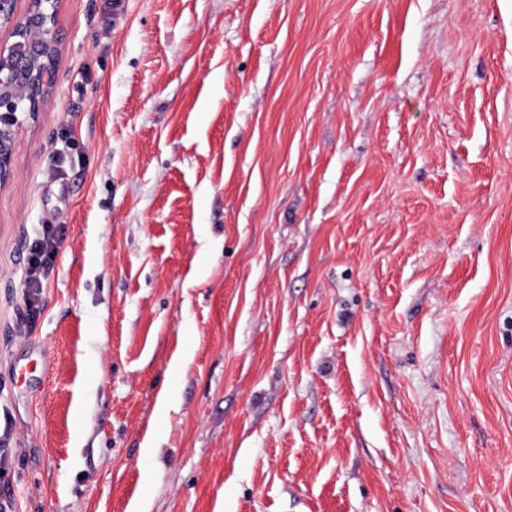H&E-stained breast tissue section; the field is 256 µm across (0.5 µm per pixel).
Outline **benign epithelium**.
I'll return each mask as SVG.
<instances>
[{
    "label": "benign epithelium",
    "mask_w": 512,
    "mask_h": 512,
    "mask_svg": "<svg viewBox=\"0 0 512 512\" xmlns=\"http://www.w3.org/2000/svg\"><path fill=\"white\" fill-rule=\"evenodd\" d=\"M16 3L0 0V28L10 30V41L0 42V184L20 130L36 118L55 83L60 42L58 0H31L23 16Z\"/></svg>",
    "instance_id": "obj_1"
}]
</instances>
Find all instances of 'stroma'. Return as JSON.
Instances as JSON below:
<instances>
[{
    "mask_svg": "<svg viewBox=\"0 0 512 512\" xmlns=\"http://www.w3.org/2000/svg\"><path fill=\"white\" fill-rule=\"evenodd\" d=\"M57 21L0 186L12 512H512V0ZM57 244L55 227L52 224L44 225L42 236L31 244L29 268L23 286V295L31 307L35 305L44 281L53 270Z\"/></svg>",
    "mask_w": 512,
    "mask_h": 512,
    "instance_id": "35a3bbf8",
    "label": "stroma"
}]
</instances>
